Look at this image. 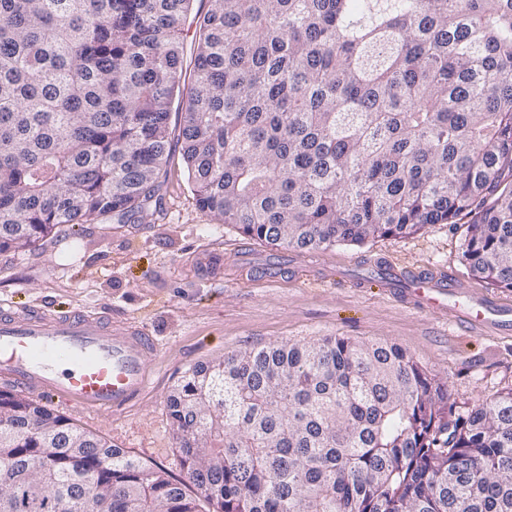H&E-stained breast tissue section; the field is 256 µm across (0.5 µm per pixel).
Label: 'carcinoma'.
Returning a JSON list of instances; mask_svg holds the SVG:
<instances>
[{"instance_id": "carcinoma-1", "label": "carcinoma", "mask_w": 512, "mask_h": 512, "mask_svg": "<svg viewBox=\"0 0 512 512\" xmlns=\"http://www.w3.org/2000/svg\"><path fill=\"white\" fill-rule=\"evenodd\" d=\"M0 0V255L159 204L168 119L198 205L326 249L469 216L512 289V0ZM167 404L216 512H512V389L461 411L395 345L325 338L196 364ZM197 512L181 484L0 391V503ZM211 7L210 0H195L192 3L191 18L185 26L183 34L181 57L183 61V70L187 71V77L189 70L193 67L194 58L196 55L197 43L195 42L194 29L195 25H191L192 17L197 13L198 15H204ZM186 77V82H187Z\"/></svg>"}]
</instances>
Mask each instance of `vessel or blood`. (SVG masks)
<instances>
[{"label": "vessel or blood", "mask_w": 512, "mask_h": 512, "mask_svg": "<svg viewBox=\"0 0 512 512\" xmlns=\"http://www.w3.org/2000/svg\"><path fill=\"white\" fill-rule=\"evenodd\" d=\"M389 272L384 291L436 314L463 316L466 327L489 326L493 315L512 313V306L456 287L441 271L411 274L393 265ZM154 347L141 328L110 327L79 312L54 315L0 304V379L86 411L114 413L138 397L148 385Z\"/></svg>", "instance_id": "vessel-or-blood-1"}]
</instances>
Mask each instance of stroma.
<instances>
[{
  "label": "stroma",
  "mask_w": 512,
  "mask_h": 512,
  "mask_svg": "<svg viewBox=\"0 0 512 512\" xmlns=\"http://www.w3.org/2000/svg\"><path fill=\"white\" fill-rule=\"evenodd\" d=\"M159 182L161 206L140 223L108 216L55 230L35 250L0 257V302L52 313L78 309L147 329L156 343L150 382L126 409L94 415L61 399L46 407L183 481L198 512L213 506L186 480L166 404L182 372L196 363L270 343L344 336L399 345L463 410L512 388V335L472 333L407 308L367 281L380 262L431 264L512 304V291L468 274L465 224H429L414 235L317 252L283 250L199 208L180 142H172ZM324 267L344 271L346 282L318 278Z\"/></svg>",
  "instance_id": "obj_1"
}]
</instances>
